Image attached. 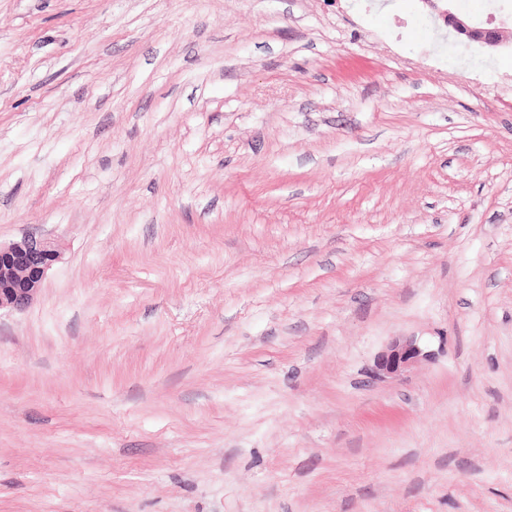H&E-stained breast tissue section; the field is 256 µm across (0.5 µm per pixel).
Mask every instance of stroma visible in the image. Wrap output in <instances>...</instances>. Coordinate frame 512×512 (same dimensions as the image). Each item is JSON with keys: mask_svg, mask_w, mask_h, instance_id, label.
Listing matches in <instances>:
<instances>
[{"mask_svg": "<svg viewBox=\"0 0 512 512\" xmlns=\"http://www.w3.org/2000/svg\"><path fill=\"white\" fill-rule=\"evenodd\" d=\"M504 38L0 0V243L63 251L0 315V512H512ZM432 351L422 346L413 337L393 338L377 354L373 373L378 378L399 377L423 361L432 358Z\"/></svg>", "mask_w": 512, "mask_h": 512, "instance_id": "1", "label": "stroma"}]
</instances>
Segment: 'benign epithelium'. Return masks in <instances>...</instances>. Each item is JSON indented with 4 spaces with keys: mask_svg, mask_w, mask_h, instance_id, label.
I'll return each mask as SVG.
<instances>
[{
    "mask_svg": "<svg viewBox=\"0 0 512 512\" xmlns=\"http://www.w3.org/2000/svg\"><path fill=\"white\" fill-rule=\"evenodd\" d=\"M438 12L455 36L489 49L503 46L501 28L507 17L490 15L476 22L455 9L454 0H421ZM62 257L52 239L27 236L9 245L0 244V311H24L36 300L53 265ZM433 353L413 337H396L377 354L373 373L378 378H395L432 358Z\"/></svg>",
    "mask_w": 512,
    "mask_h": 512,
    "instance_id": "obj_1",
    "label": "benign epithelium"
}]
</instances>
